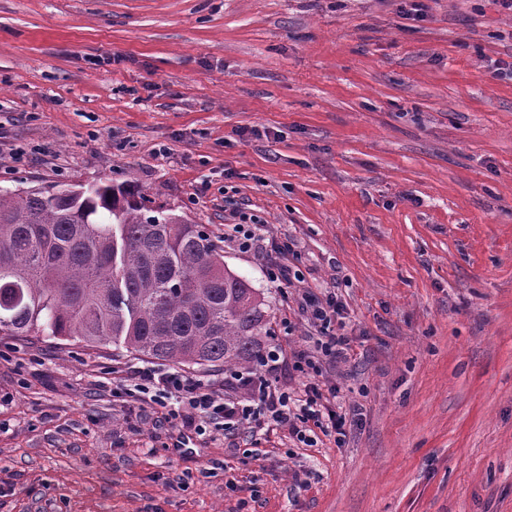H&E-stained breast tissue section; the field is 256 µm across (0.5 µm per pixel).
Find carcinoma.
<instances>
[{
  "mask_svg": "<svg viewBox=\"0 0 512 512\" xmlns=\"http://www.w3.org/2000/svg\"><path fill=\"white\" fill-rule=\"evenodd\" d=\"M264 303L197 224L125 187L0 189V336L233 374L262 365Z\"/></svg>",
  "mask_w": 512,
  "mask_h": 512,
  "instance_id": "obj_1",
  "label": "carcinoma"
}]
</instances>
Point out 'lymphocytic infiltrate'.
<instances>
[{
    "instance_id": "f902f5d3",
    "label": "lymphocytic infiltrate",
    "mask_w": 512,
    "mask_h": 512,
    "mask_svg": "<svg viewBox=\"0 0 512 512\" xmlns=\"http://www.w3.org/2000/svg\"><path fill=\"white\" fill-rule=\"evenodd\" d=\"M301 310L312 324L318 325L320 335L315 342L319 355L297 353V370L308 369L321 374L323 361L347 359L350 345L346 337L331 334L329 323L339 310L336 298L319 299L305 295ZM286 359L278 349H269L264 362V375L245 378L244 383L254 392L256 405H247L244 398L225 390L220 384H203L172 369L164 372L145 370L134 385L117 384L116 397L126 405H157L161 409L160 421L177 424L196 423L198 431L206 427L215 430H233L248 426L252 433H267L279 428L287 429L300 443L314 446L319 436L342 440L351 412L332 406L318 384L306 385L303 397L288 390L271 386V378L283 370Z\"/></svg>"
}]
</instances>
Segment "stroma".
<instances>
[{"label":"stroma","instance_id":"obj_1","mask_svg":"<svg viewBox=\"0 0 512 512\" xmlns=\"http://www.w3.org/2000/svg\"><path fill=\"white\" fill-rule=\"evenodd\" d=\"M133 183L286 360L336 296L343 443L123 408L115 346L0 336V512H512V12L499 0H0V187ZM256 216L271 259L224 241ZM290 267L273 280L270 265ZM300 309L307 314L309 321L320 327L322 336H313L315 343L320 349V354L325 360L336 362V359L345 360L348 358L350 345L345 336H336L329 333L328 323L332 316H336L339 310L336 296H327L321 300L313 294L308 293L303 298ZM319 324V325H318Z\"/></svg>","mask_w":512,"mask_h":512}]
</instances>
